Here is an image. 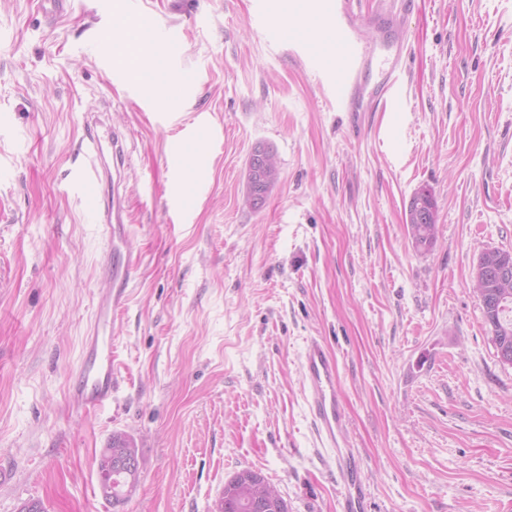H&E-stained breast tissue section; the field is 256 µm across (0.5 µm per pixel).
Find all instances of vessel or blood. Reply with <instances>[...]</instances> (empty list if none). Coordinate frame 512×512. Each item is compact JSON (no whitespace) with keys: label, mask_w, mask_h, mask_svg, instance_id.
I'll list each match as a JSON object with an SVG mask.
<instances>
[{"label":"vessel or blood","mask_w":512,"mask_h":512,"mask_svg":"<svg viewBox=\"0 0 512 512\" xmlns=\"http://www.w3.org/2000/svg\"><path fill=\"white\" fill-rule=\"evenodd\" d=\"M402 12L380 8L364 15L353 0H312L313 12L326 17L327 36L335 47L336 99L344 112H382L398 95V74L407 52L397 36L415 0H402ZM383 32L379 42L366 41L364 26ZM87 165L78 168L73 181L85 198L86 212L98 224L107 252H115L123 241L125 198L112 181V171L125 161L118 134L89 129L86 133ZM136 265L126 258L124 274L104 272L107 283L101 293L97 314L87 332L78 382L70 392L73 404L86 412L107 406L115 383V358L110 326L112 315L123 307L130 270ZM303 383L308 391L309 411L321 447L334 449L331 459L341 483L339 512H368V486L358 462L346 447L347 416L336 395L337 359L327 346L311 341L301 361Z\"/></svg>","instance_id":"vessel-or-blood-1"}]
</instances>
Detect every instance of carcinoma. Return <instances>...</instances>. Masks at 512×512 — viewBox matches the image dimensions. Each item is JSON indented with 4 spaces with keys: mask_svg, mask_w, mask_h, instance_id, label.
<instances>
[{
    "mask_svg": "<svg viewBox=\"0 0 512 512\" xmlns=\"http://www.w3.org/2000/svg\"><path fill=\"white\" fill-rule=\"evenodd\" d=\"M278 173L277 168H248L246 198L267 197ZM405 223L416 249H427L433 244L437 234V209L430 190L415 191ZM505 261L512 264V254L506 256L501 249L482 252L471 288L481 305L496 352L512 356V278L501 279L494 274ZM132 457H139L135 440L127 434L114 433L97 460L98 472L112 471V495L105 499L114 504L126 499L138 483L139 471L122 470L125 461ZM214 506L220 512H289L288 501L261 471L252 468L242 469L225 481L224 492Z\"/></svg>",
    "mask_w": 512,
    "mask_h": 512,
    "instance_id": "1",
    "label": "carcinoma"
}]
</instances>
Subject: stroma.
Segmentation results:
<instances>
[{
    "label": "stroma",
    "instance_id": "35a3bbf8",
    "mask_svg": "<svg viewBox=\"0 0 512 512\" xmlns=\"http://www.w3.org/2000/svg\"><path fill=\"white\" fill-rule=\"evenodd\" d=\"M141 0L146 77L187 81L167 109L127 87L100 47L105 0H0V512H209L225 480L258 469L291 512H337L313 430L306 344L338 363L349 450L368 512H512V367L471 292L482 250H512V0H419L394 112L359 129L308 53L325 46L307 0ZM119 132L133 253L112 317L116 383L96 412L70 385L104 288L105 242L71 188L87 122ZM203 165L173 174V147ZM279 176L244 202L249 155ZM429 189V249L405 213ZM140 452L121 504L100 491L113 433Z\"/></svg>",
    "mask_w": 512,
    "mask_h": 512
}]
</instances>
